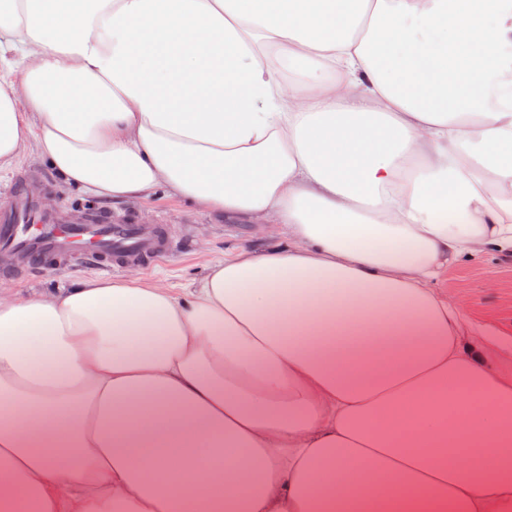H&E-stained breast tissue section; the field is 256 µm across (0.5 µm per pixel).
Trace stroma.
Segmentation results:
<instances>
[{
    "label": "stroma",
    "mask_w": 512,
    "mask_h": 512,
    "mask_svg": "<svg viewBox=\"0 0 512 512\" xmlns=\"http://www.w3.org/2000/svg\"><path fill=\"white\" fill-rule=\"evenodd\" d=\"M29 173L46 185L45 197L53 210L85 216L105 215L146 227L166 224L182 249L152 267H141L148 279L162 280L176 292L198 281L206 266L241 246H263L268 239L263 225L230 224L223 217L199 210L188 201L159 192L142 200L113 202L90 197L63 185L57 174L38 158L22 159L14 175L0 179V202L15 175ZM443 286L450 300L468 306L471 316L512 334V260H482L449 269Z\"/></svg>",
    "instance_id": "1"
}]
</instances>
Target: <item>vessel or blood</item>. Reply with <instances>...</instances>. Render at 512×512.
I'll return each mask as SVG.
<instances>
[{"label":"vessel or blood","mask_w":512,"mask_h":512,"mask_svg":"<svg viewBox=\"0 0 512 512\" xmlns=\"http://www.w3.org/2000/svg\"><path fill=\"white\" fill-rule=\"evenodd\" d=\"M176 246L165 225L87 222L42 211L31 177H22L0 209V251L13 254L5 270L22 277L34 270L74 268L88 263L103 271L138 262L148 264Z\"/></svg>","instance_id":"obj_1"}]
</instances>
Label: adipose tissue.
I'll return each mask as SVG.
<instances>
[{"label": "adipose tissue", "mask_w": 512, "mask_h": 512, "mask_svg": "<svg viewBox=\"0 0 512 512\" xmlns=\"http://www.w3.org/2000/svg\"><path fill=\"white\" fill-rule=\"evenodd\" d=\"M512 0H0V174L263 247L0 290V512H512ZM448 299L468 306L471 316L512 334V259L482 260L448 270Z\"/></svg>", "instance_id": "adipose-tissue-1"}]
</instances>
